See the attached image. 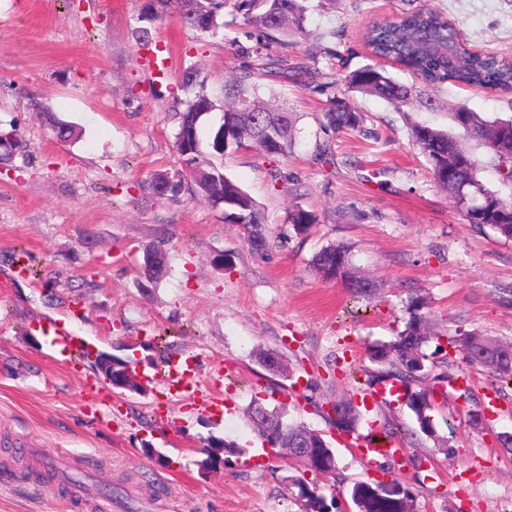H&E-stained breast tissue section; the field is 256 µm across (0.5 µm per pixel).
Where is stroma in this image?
<instances>
[{
	"instance_id": "1",
	"label": "stroma",
	"mask_w": 512,
	"mask_h": 512,
	"mask_svg": "<svg viewBox=\"0 0 512 512\" xmlns=\"http://www.w3.org/2000/svg\"><path fill=\"white\" fill-rule=\"evenodd\" d=\"M471 46L512 57V0H426ZM307 29L331 34L348 70L371 64L363 36L396 15L406 0H310ZM146 0H0V512H300L284 476L298 459L266 447L246 410L254 397L284 408L290 420L320 432L338 458L339 490L379 477L351 439L339 436L322 408L366 397L360 433L384 420L408 430L391 475L410 487L417 512H512V456L497 436L512 433V385L492 386L487 370L450 361V378L467 376L469 396L434 384L440 452L411 411L366 392L367 357L393 340L408 300H424L435 333L456 330L512 341V239L468 224L434 181L409 138V125L452 130L448 112L463 104L484 116L512 114V92L451 86L434 109L402 113L344 82L301 86L259 78V93L295 120L285 157L254 147L228 151L225 173L258 203L267 253L251 249L223 209L183 190L155 195L154 173L177 174L172 106L180 77L196 65L220 92L252 64L256 37L230 9L216 34L184 28L177 14L148 21ZM152 40L142 46L137 32ZM313 39L283 56L319 53ZM166 57L165 74L151 57ZM348 97L375 132L332 133L322 125L328 98ZM81 128L63 142L42 109ZM329 145L333 158L318 148ZM313 212L304 231L289 210ZM345 243L354 265L376 281L371 300L322 280L311 259ZM167 256L168 273L147 281L146 249ZM26 251L33 269L16 271ZM75 317L86 351L61 355L46 329ZM100 352L129 362L135 374L165 358L196 361V392L171 395L117 389L102 373ZM275 353L280 368L265 367ZM224 404L204 407L209 393ZM497 408L482 424L469 415ZM240 446L224 467H203L211 446ZM68 473H47L58 456Z\"/></svg>"
}]
</instances>
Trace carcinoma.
I'll use <instances>...</instances> for the list:
<instances>
[{"label": "carcinoma", "instance_id": "obj_1", "mask_svg": "<svg viewBox=\"0 0 512 512\" xmlns=\"http://www.w3.org/2000/svg\"><path fill=\"white\" fill-rule=\"evenodd\" d=\"M178 5L181 23L198 31L201 13H217L229 6L240 15L244 24L258 31L263 46L286 45L290 38L307 40L311 32L306 28L308 0H153L146 7L152 18L167 14L171 4ZM454 40L457 63L448 67V58L437 51V45ZM364 43L369 53L382 60L396 63L402 70L422 80V87L405 84L377 65H366L346 75L348 88L364 95H373L398 106L430 109L437 105V92L446 84L479 88L487 91L512 90V58L494 52H474L459 35L457 29L442 13L419 7L371 25L365 32ZM261 75L303 82L310 75L308 66L301 63L282 64V60L266 57L258 64ZM253 73L225 81L224 99L219 100L205 90V80L199 69L190 65L182 74V88L191 93L185 100H176L178 118L176 151L185 157L190 171L171 177L155 174L153 189L161 195H176L189 186L212 207L224 209L227 224L238 226L240 234L251 248L264 254L272 248L265 229L264 218L254 198L236 181L224 174L219 162L227 150L257 144L268 156H286L294 145L295 121L287 112H281L260 98L258 87L252 82ZM221 111L218 129L224 130L225 144L206 142L201 136L206 113ZM452 122L465 135L485 150L481 157L469 153V163L448 169V153L465 148L450 133L413 123L409 126L412 143L423 153L430 165L435 182L446 188L450 184L468 188V205L463 207L465 220L476 226H489L501 236L512 239V198L501 196L482 179L481 172L492 167L501 181L512 183V156L503 157L498 142H512V116L483 117L463 105L450 112ZM324 125L335 131L351 130L368 133L365 115L346 98L333 97L323 113ZM288 223L299 230L317 222L316 216L303 209L288 212ZM161 249L145 251L142 272L152 282L161 280L168 272L167 262L155 256ZM313 269L327 267L334 276L352 275L351 248L344 243L329 244L312 259ZM424 302L418 298L409 301V316L404 328L394 340L369 352L368 358L377 368L368 375L367 385L374 387L388 381H399L405 387L406 406L413 414L420 432L438 437L433 415L435 402L426 386L433 367L434 352L427 348L439 336L432 331L427 316L421 312ZM456 352L467 363L486 368L497 381L512 379V356L496 362L489 360L495 354L512 351L511 342H503L476 332L456 331L450 339ZM249 419L258 435L273 447L310 448L323 464L305 465L308 478L297 476V497L304 502L306 512H332L336 499L326 500V486L317 477L336 474L337 461L333 449L318 431L302 423L285 419V412L269 409L261 399L252 400L248 408ZM331 424L341 434H357L361 422L359 406L352 399L336 402V415L329 416ZM243 452L233 441H224L214 447L203 465L217 463L225 453ZM350 499L356 501L358 512H403V504L413 499L405 483L393 478L388 483L377 480H357L347 489Z\"/></svg>", "mask_w": 512, "mask_h": 512}]
</instances>
